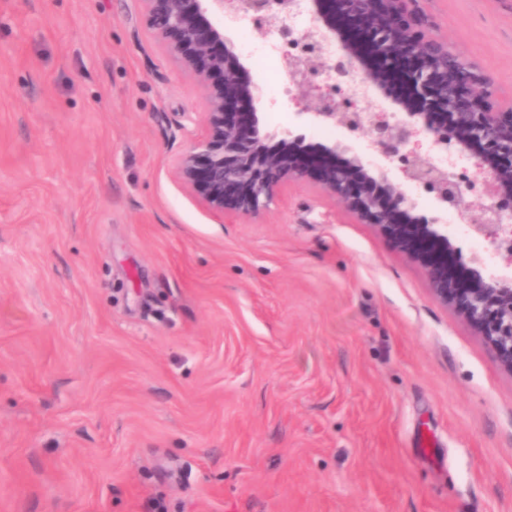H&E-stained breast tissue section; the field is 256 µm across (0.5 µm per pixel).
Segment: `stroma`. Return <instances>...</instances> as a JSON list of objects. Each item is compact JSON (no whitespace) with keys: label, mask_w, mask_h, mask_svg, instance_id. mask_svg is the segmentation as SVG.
Wrapping results in <instances>:
<instances>
[{"label":"stroma","mask_w":512,"mask_h":512,"mask_svg":"<svg viewBox=\"0 0 512 512\" xmlns=\"http://www.w3.org/2000/svg\"><path fill=\"white\" fill-rule=\"evenodd\" d=\"M419 7L511 104L512 0ZM204 110L137 0H0V512H512V374L314 181L216 220Z\"/></svg>","instance_id":"1"}]
</instances>
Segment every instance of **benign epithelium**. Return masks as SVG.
Segmentation results:
<instances>
[{"mask_svg":"<svg viewBox=\"0 0 512 512\" xmlns=\"http://www.w3.org/2000/svg\"><path fill=\"white\" fill-rule=\"evenodd\" d=\"M140 2L155 40L205 91V135L178 157L176 175L206 209L219 218L228 206L255 215L276 199L282 182L314 180L415 248L433 298L459 309L512 374V106L497 104L493 75L419 29V0H233L231 7L273 20L300 4L314 15L316 32L303 34L304 54L289 61V79L299 85L313 84L318 68L338 80L354 69L365 86L388 92L402 60L415 61L404 73L407 93L396 99L398 115L349 112L329 84L314 110L300 116L310 126L335 125L350 136L369 128L368 148L432 197L425 214L414 213V202L387 168L372 167L347 142L316 146L303 133L288 129L279 137L263 126L253 87L243 78L246 68L224 39V0ZM323 41L340 43L336 60L325 61ZM423 141L430 152L470 156L476 177L408 149ZM472 191L488 199L477 218L464 206ZM450 209L470 234L491 241L508 271L482 263L459 276L448 267L453 246L442 214Z\"/></svg>","mask_w":512,"mask_h":512,"instance_id":"7a95c632","label":"benign epithelium"}]
</instances>
